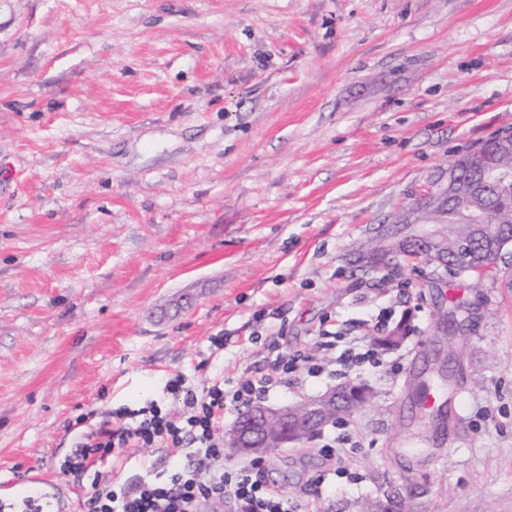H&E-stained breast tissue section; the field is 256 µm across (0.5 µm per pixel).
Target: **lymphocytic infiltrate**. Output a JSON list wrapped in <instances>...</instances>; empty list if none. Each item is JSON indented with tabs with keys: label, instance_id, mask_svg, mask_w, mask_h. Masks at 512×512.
Listing matches in <instances>:
<instances>
[{
	"label": "lymphocytic infiltrate",
	"instance_id": "f902f5d3",
	"mask_svg": "<svg viewBox=\"0 0 512 512\" xmlns=\"http://www.w3.org/2000/svg\"><path fill=\"white\" fill-rule=\"evenodd\" d=\"M334 356L344 369L380 367L370 346L342 345L335 335L320 336L312 353L270 351L260 370L244 369L235 380L212 378L203 386L176 375L166 384L168 393L182 398L189 415L176 418L158 401L119 410V424L85 434L66 462L82 473L108 468L118 448H163L174 463L158 472L135 463L123 483H99L87 498L88 512H198L201 501L232 500L243 512H298L287 492L263 477L264 462L244 458L233 469L224 467V412L245 410L287 383L289 374L322 372L317 353Z\"/></svg>",
	"mask_w": 512,
	"mask_h": 512
}]
</instances>
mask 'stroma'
Segmentation results:
<instances>
[{"label": "stroma", "instance_id": "35a3bbf8", "mask_svg": "<svg viewBox=\"0 0 512 512\" xmlns=\"http://www.w3.org/2000/svg\"><path fill=\"white\" fill-rule=\"evenodd\" d=\"M512 131V0H0V487L42 475L85 512L86 432L177 374L260 369L322 330L409 321L371 403L265 458L309 512H512V249L481 286L347 255L448 161ZM461 307L450 335L436 330ZM229 337L224 349L212 341ZM453 374L448 424L415 373ZM361 447L334 486L320 449Z\"/></svg>", "mask_w": 512, "mask_h": 512}]
</instances>
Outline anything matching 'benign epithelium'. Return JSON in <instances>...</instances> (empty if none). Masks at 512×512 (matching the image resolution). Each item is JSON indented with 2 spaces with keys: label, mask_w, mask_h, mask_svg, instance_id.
<instances>
[{
  "label": "benign epithelium",
  "mask_w": 512,
  "mask_h": 512,
  "mask_svg": "<svg viewBox=\"0 0 512 512\" xmlns=\"http://www.w3.org/2000/svg\"><path fill=\"white\" fill-rule=\"evenodd\" d=\"M490 200L483 184L467 183L459 168L440 169L428 178L425 193L398 210L388 223L371 228L355 252V263L367 269L376 260L393 263L407 253H419L441 265L449 261L456 269L473 260L474 239L497 262L512 245V225L489 223ZM460 224L472 225V233H460ZM370 400V390L344 384L298 404L258 403L224 433V447L261 458L274 448L307 440L336 417L352 415ZM405 506L402 492L391 489L376 501L374 512H404Z\"/></svg>",
  "instance_id": "7a95c632"
}]
</instances>
